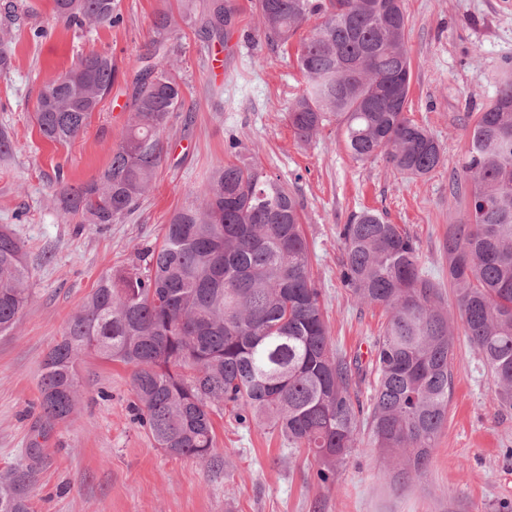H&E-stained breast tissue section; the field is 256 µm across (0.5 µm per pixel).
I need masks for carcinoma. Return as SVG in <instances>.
Wrapping results in <instances>:
<instances>
[{"label": "carcinoma", "mask_w": 512, "mask_h": 512, "mask_svg": "<svg viewBox=\"0 0 512 512\" xmlns=\"http://www.w3.org/2000/svg\"><path fill=\"white\" fill-rule=\"evenodd\" d=\"M152 19L155 38L132 64V117L100 175L73 185L58 170L60 216L110 224L151 190L165 159L164 134L183 105L168 41L196 21L195 0H177ZM66 26L116 22L112 0H53ZM232 0H209L207 38L232 25ZM306 79L288 103V126L303 141L336 122L352 158L378 155L403 174L423 176L443 149L406 115L412 78L403 0H258L256 37L286 46ZM112 54L91 51L41 89L35 121L66 144L89 125L112 91ZM496 95L469 130L462 162L471 179L469 219L448 225V283L464 334L512 407V68L495 76ZM341 277L387 321L373 344L371 402L352 398V366L329 334L312 275L296 198L248 163L216 170L196 200L176 211L161 243L141 254L147 274L108 269L48 352L39 391L43 417L68 421L79 403L76 366L86 355L133 368L139 422L173 457L215 462L213 415L273 429L304 449L326 483L351 455L362 427L389 460L386 476L422 472L448 417L454 337L438 289L422 274L415 242L398 224L363 211L343 226ZM23 241L0 230V335L32 304ZM33 467L0 472V512H32Z\"/></svg>", "instance_id": "cac0c4a2"}]
</instances>
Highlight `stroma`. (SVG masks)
Segmentation results:
<instances>
[{"mask_svg": "<svg viewBox=\"0 0 512 512\" xmlns=\"http://www.w3.org/2000/svg\"><path fill=\"white\" fill-rule=\"evenodd\" d=\"M14 2L11 64L0 68V129L12 140L0 156V226L26 245L34 301L0 335V469L35 465L34 512H497L512 505V409L499 403L458 319L447 422L422 473L400 484L385 478L388 462L365 431L325 484L313 460L276 433L226 416L215 420L217 462L169 456L137 422L131 369L119 362L79 363L82 396L64 423L45 424L38 386L47 353L100 275L137 263L212 172L238 158L297 197L339 353L370 367L386 321L341 278L340 231L355 213L370 210L404 227L442 306L455 312L444 245L449 225L468 215L470 179L461 162L469 130L495 96L494 74L512 65V0H404L412 60L407 115L443 148L441 163L422 177L381 159L354 160L333 123L306 142L294 135L286 108L305 86L297 46L249 40L257 0H234V28L221 45L198 26L181 25L173 46L184 105L164 136L169 153L135 211L103 227L64 221L51 182L59 169L81 184L107 166L131 115L130 63L150 46L151 18L169 0H113L118 23L83 30L54 19L52 0ZM92 50L111 53L118 67L112 92L83 134L51 143L34 122L39 92ZM232 138L238 151L227 147ZM37 430L44 437L33 461L28 448Z\"/></svg>", "mask_w": 512, "mask_h": 512, "instance_id": "1", "label": "stroma"}]
</instances>
